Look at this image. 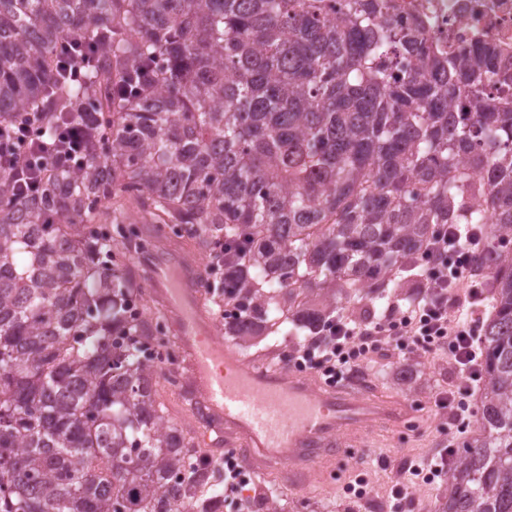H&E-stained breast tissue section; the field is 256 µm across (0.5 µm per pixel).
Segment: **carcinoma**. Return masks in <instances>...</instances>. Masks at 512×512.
Listing matches in <instances>:
<instances>
[{
	"label": "carcinoma",
	"instance_id": "1",
	"mask_svg": "<svg viewBox=\"0 0 512 512\" xmlns=\"http://www.w3.org/2000/svg\"><path fill=\"white\" fill-rule=\"evenodd\" d=\"M387 0H0V129L39 112L83 130V164L20 200L0 172V512H224L202 454L168 424L135 353L164 315L138 313L106 203L221 251L206 287L235 340L283 319L323 335L343 303L427 270L450 224L480 233L479 434L432 512H512V109L485 41L444 53ZM69 39L85 78L57 72ZM466 92L472 111L453 106ZM479 175L481 180L474 179Z\"/></svg>",
	"mask_w": 512,
	"mask_h": 512
}]
</instances>
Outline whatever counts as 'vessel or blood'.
Returning a JSON list of instances; mask_svg holds the SVG:
<instances>
[{"mask_svg": "<svg viewBox=\"0 0 512 512\" xmlns=\"http://www.w3.org/2000/svg\"><path fill=\"white\" fill-rule=\"evenodd\" d=\"M148 262L151 293L188 358L189 388L207 428L238 448L247 467L262 471L263 458H272L289 488H301L312 466L343 455L344 435L362 436L410 416L407 405L371 393L362 383L321 388L303 374L266 369L231 343L211 340L216 320L201 299V267L164 243Z\"/></svg>", "mask_w": 512, "mask_h": 512, "instance_id": "vessel-or-blood-1", "label": "vessel or blood"}]
</instances>
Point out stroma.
I'll use <instances>...</instances> for the list:
<instances>
[{
    "mask_svg": "<svg viewBox=\"0 0 512 512\" xmlns=\"http://www.w3.org/2000/svg\"><path fill=\"white\" fill-rule=\"evenodd\" d=\"M300 336L280 326L261 342L243 347L254 360L285 367L284 356L303 344ZM457 379L447 359L431 355L397 357L393 350L377 353L366 375L371 389L389 398L408 403L413 417L399 425H382L370 435L351 439L340 459L318 464L306 488L291 489L276 469H269L250 482L252 512H266L265 503H276L284 512H387L391 489L404 483L409 466L416 460L439 461L448 445L475 436L477 424L458 428L449 409L434 405L438 395L447 392ZM366 481L361 500L348 498L345 488L356 478Z\"/></svg>",
    "mask_w": 512,
    "mask_h": 512,
    "instance_id": "1",
    "label": "stroma"
}]
</instances>
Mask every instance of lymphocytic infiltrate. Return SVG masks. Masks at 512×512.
<instances>
[{
    "mask_svg": "<svg viewBox=\"0 0 512 512\" xmlns=\"http://www.w3.org/2000/svg\"><path fill=\"white\" fill-rule=\"evenodd\" d=\"M41 130L40 114L29 112L10 133H0V172L14 179L23 197L37 192L38 172L58 164L76 167L81 163L70 128L59 127L49 142L42 138ZM478 242L475 236L461 240L453 230L436 237L428 251L432 266L421 296L407 311L388 305L384 319L372 327L340 313L324 336L299 346L303 363L339 382L348 372L368 366L372 354L384 344L395 343L406 356L417 352L437 354L457 370L461 398L453 414L456 421L469 425L475 412L465 396L479 373L482 358L475 325L481 298L470 274Z\"/></svg>",
    "mask_w": 512,
    "mask_h": 512,
    "instance_id": "obj_1",
    "label": "lymphocytic infiltrate"
}]
</instances>
